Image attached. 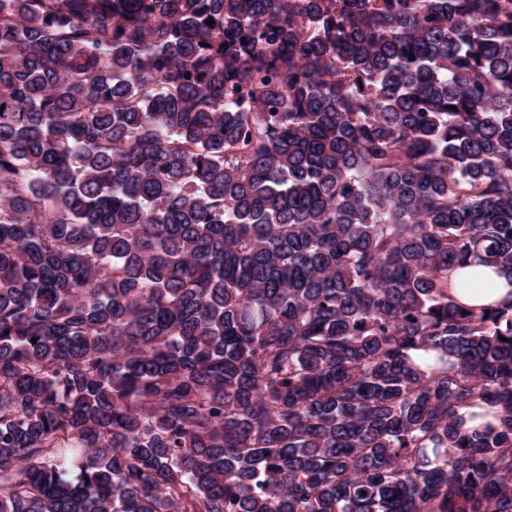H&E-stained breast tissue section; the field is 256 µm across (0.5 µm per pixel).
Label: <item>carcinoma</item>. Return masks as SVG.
<instances>
[{
	"instance_id": "obj_1",
	"label": "carcinoma",
	"mask_w": 512,
	"mask_h": 512,
	"mask_svg": "<svg viewBox=\"0 0 512 512\" xmlns=\"http://www.w3.org/2000/svg\"><path fill=\"white\" fill-rule=\"evenodd\" d=\"M475 263L512 0H0V512H512ZM473 278L493 282L496 288L491 291H473L467 288ZM512 286L505 276H499L493 268L484 266H467L453 268L448 272V294L463 305L482 307L492 303L508 301Z\"/></svg>"
}]
</instances>
